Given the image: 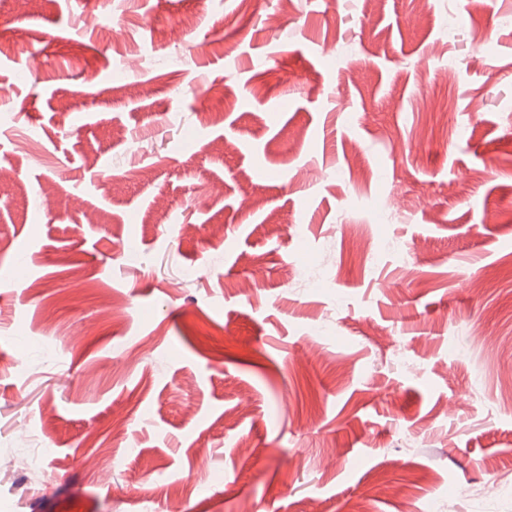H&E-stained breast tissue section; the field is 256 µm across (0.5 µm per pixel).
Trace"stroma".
<instances>
[{"label":"stroma","mask_w":512,"mask_h":512,"mask_svg":"<svg viewBox=\"0 0 512 512\" xmlns=\"http://www.w3.org/2000/svg\"><path fill=\"white\" fill-rule=\"evenodd\" d=\"M1 86L0 512H512V0H0Z\"/></svg>","instance_id":"35a3bbf8"}]
</instances>
